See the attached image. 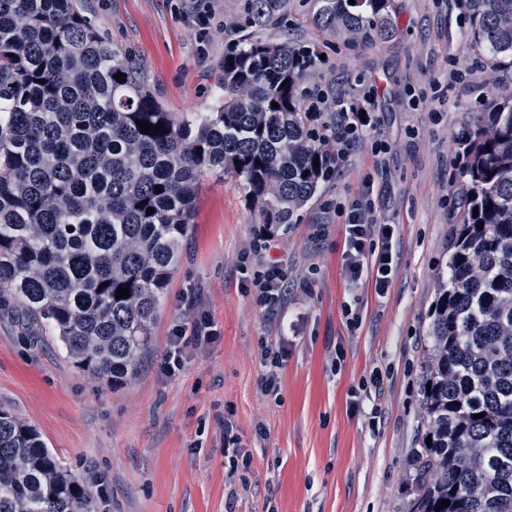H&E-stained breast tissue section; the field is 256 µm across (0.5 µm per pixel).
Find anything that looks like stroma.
Returning <instances> with one entry per match:
<instances>
[{
  "label": "stroma",
  "instance_id": "obj_1",
  "mask_svg": "<svg viewBox=\"0 0 512 512\" xmlns=\"http://www.w3.org/2000/svg\"><path fill=\"white\" fill-rule=\"evenodd\" d=\"M194 4L81 0L98 33L178 115L209 111L232 28L245 18L246 0H208L203 30ZM396 5L397 38L369 46L319 29L313 0H288L268 37L322 53L304 86L373 91L375 124L292 224L264 227L234 176L200 180L152 345L125 384L77 369L47 329L26 331L19 311H0V404L34 425L75 478L93 479L97 512H408L429 312L458 221L457 136L485 89L454 0ZM377 143L385 154H374ZM367 180L376 215L397 228V267L383 294L369 279L348 287L341 270L345 214ZM264 229L269 258L288 261L290 294L276 320L239 274ZM191 284L199 297L188 308L181 298ZM202 314L216 338L162 373L173 326L192 327ZM283 334L291 342L272 398L260 388L261 344ZM373 376L378 387L352 410V390ZM228 422L251 459L242 477L224 465Z\"/></svg>",
  "mask_w": 512,
  "mask_h": 512
}]
</instances>
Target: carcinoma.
<instances>
[{
    "label": "carcinoma",
    "instance_id": "cac0c4a2",
    "mask_svg": "<svg viewBox=\"0 0 512 512\" xmlns=\"http://www.w3.org/2000/svg\"><path fill=\"white\" fill-rule=\"evenodd\" d=\"M79 2L0 0V299L115 387L152 342L199 178L232 174L263 223L291 224L337 160L302 104L318 52L261 36L288 0H247L224 94L182 120ZM315 2L313 23L340 38L397 36L395 0ZM457 4L485 84L512 81V0ZM484 107L458 142L464 204L430 310L408 512L442 500L440 512H512V96ZM0 512H95L86 484L2 404Z\"/></svg>",
    "mask_w": 512,
    "mask_h": 512
}]
</instances>
